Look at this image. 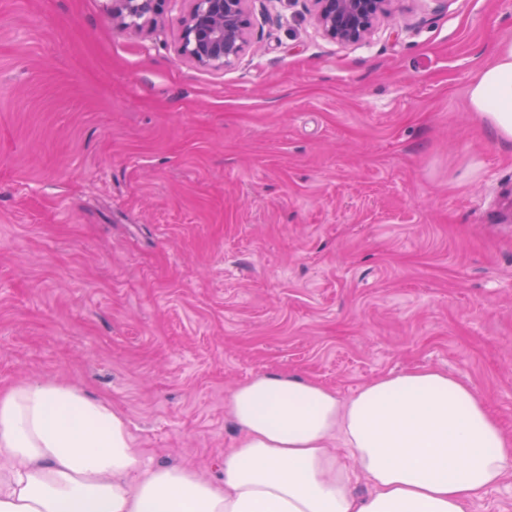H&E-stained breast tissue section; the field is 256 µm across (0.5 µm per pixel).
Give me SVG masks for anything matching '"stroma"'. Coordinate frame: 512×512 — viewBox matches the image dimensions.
<instances>
[{
  "mask_svg": "<svg viewBox=\"0 0 512 512\" xmlns=\"http://www.w3.org/2000/svg\"><path fill=\"white\" fill-rule=\"evenodd\" d=\"M108 4L0 0V390L109 400L219 482L261 373L437 367L512 433V144L466 103L512 0H399L355 45L253 0L225 70L180 56L189 0ZM112 18L143 17L155 13L165 0H109Z\"/></svg>",
  "mask_w": 512,
  "mask_h": 512,
  "instance_id": "stroma-1",
  "label": "stroma"
}]
</instances>
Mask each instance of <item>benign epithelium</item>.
<instances>
[{
  "label": "benign epithelium",
  "instance_id": "obj_1",
  "mask_svg": "<svg viewBox=\"0 0 512 512\" xmlns=\"http://www.w3.org/2000/svg\"><path fill=\"white\" fill-rule=\"evenodd\" d=\"M165 0H111L114 18L155 13ZM182 20L180 55L205 68L233 66L250 43L251 0H190ZM318 28L342 44L367 41L375 23L392 13L398 0H310Z\"/></svg>",
  "mask_w": 512,
  "mask_h": 512
}]
</instances>
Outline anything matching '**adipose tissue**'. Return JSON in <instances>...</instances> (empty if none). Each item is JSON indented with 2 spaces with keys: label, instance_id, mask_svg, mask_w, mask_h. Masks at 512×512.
<instances>
[{
  "label": "adipose tissue",
  "instance_id": "obj_1",
  "mask_svg": "<svg viewBox=\"0 0 512 512\" xmlns=\"http://www.w3.org/2000/svg\"><path fill=\"white\" fill-rule=\"evenodd\" d=\"M467 97L511 143L512 41ZM225 410L241 438L215 482L142 466L107 400L45 381L0 390V512H468L512 474V434L472 386L437 369L380 377L348 398L267 373L234 389Z\"/></svg>",
  "mask_w": 512,
  "mask_h": 512
}]
</instances>
